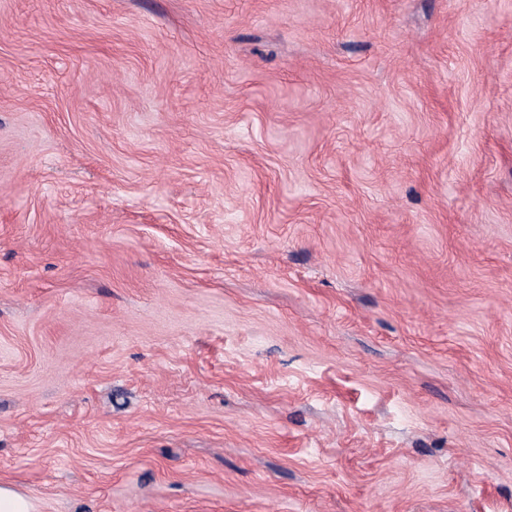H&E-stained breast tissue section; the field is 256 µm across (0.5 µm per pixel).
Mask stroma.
<instances>
[{"instance_id": "1", "label": "stroma", "mask_w": 512, "mask_h": 512, "mask_svg": "<svg viewBox=\"0 0 512 512\" xmlns=\"http://www.w3.org/2000/svg\"><path fill=\"white\" fill-rule=\"evenodd\" d=\"M0 484L512 512V0H0Z\"/></svg>"}]
</instances>
